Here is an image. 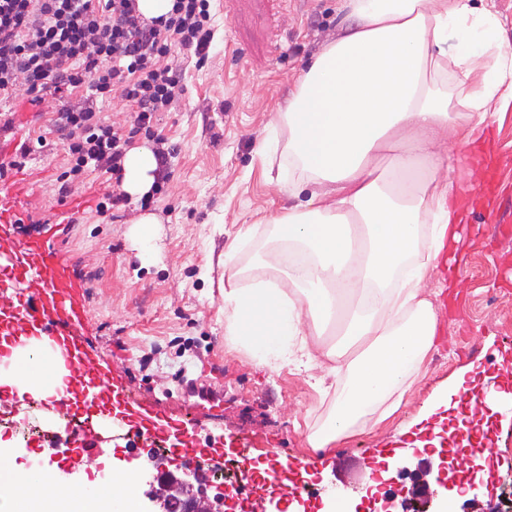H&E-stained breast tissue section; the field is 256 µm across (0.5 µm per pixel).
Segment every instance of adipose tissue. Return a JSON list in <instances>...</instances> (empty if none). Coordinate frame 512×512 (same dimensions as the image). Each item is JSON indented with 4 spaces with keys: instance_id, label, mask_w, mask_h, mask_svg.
<instances>
[{
    "instance_id": "ef3b65f1",
    "label": "adipose tissue",
    "mask_w": 512,
    "mask_h": 512,
    "mask_svg": "<svg viewBox=\"0 0 512 512\" xmlns=\"http://www.w3.org/2000/svg\"><path fill=\"white\" fill-rule=\"evenodd\" d=\"M330 39L300 71L284 110L256 147L265 174L293 198L238 246L265 241L257 261L284 268L224 288V338L270 366L310 372L333 361L327 418L308 435L322 450L396 412L435 346L423 282L461 241L467 199L457 156L512 106V52L494 0H338ZM150 149H130L124 191L153 183ZM325 329L335 341L311 342ZM0 486V512H132L136 484L58 488L42 471Z\"/></svg>"
}]
</instances>
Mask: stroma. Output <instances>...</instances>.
<instances>
[{"label":"stroma","instance_id":"obj_1","mask_svg":"<svg viewBox=\"0 0 512 512\" xmlns=\"http://www.w3.org/2000/svg\"><path fill=\"white\" fill-rule=\"evenodd\" d=\"M336 24V0H213L209 61L201 66L182 58L183 92L174 110L160 115L157 129L176 147L173 180L169 193L149 206L127 203L109 224L89 216L112 191L100 171L59 201L55 184L66 159L60 145L32 153L24 172L6 177L23 201L22 224L52 225L54 245L74 273H97L86 303L96 357L122 368L130 386L162 411L200 416L199 437L207 442L259 431L307 455V437L332 405L337 379L327 359L306 375L289 365L258 364L225 341L224 283L231 271L222 259L241 224L291 204L263 177L255 149L285 107L303 63L334 37ZM14 108L13 131L0 134V163L12 160L20 143L50 136L58 102L49 97L34 108L20 98ZM467 179L471 205L460 247L468 264L457 271L455 295L440 293L438 276L424 284L438 336L421 375L394 415L324 449V456L363 451L374 469L385 459L386 443L432 441L428 419L456 378L489 379L512 353V108L490 120ZM146 212L157 219L147 247L135 223ZM206 267L212 273L204 280L199 273ZM146 353L154 362L143 371L138 361ZM181 374L223 389L221 406L186 396L177 382ZM314 376L323 379V390L312 386ZM500 396L502 405L487 409L484 421L493 432L501 486L512 489V386L502 387ZM36 408L29 397L0 404V448L27 465L41 457L40 442L21 444L15 428ZM77 460L69 451L60 456V482L96 481L98 473L125 465L127 455L117 442L100 451L94 466Z\"/></svg>","mask_w":512,"mask_h":512}]
</instances>
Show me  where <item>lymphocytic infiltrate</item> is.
Listing matches in <instances>:
<instances>
[{
  "instance_id": "f902f5d3",
  "label": "lymphocytic infiltrate",
  "mask_w": 512,
  "mask_h": 512,
  "mask_svg": "<svg viewBox=\"0 0 512 512\" xmlns=\"http://www.w3.org/2000/svg\"><path fill=\"white\" fill-rule=\"evenodd\" d=\"M211 2L173 0L168 15L147 18L137 0H0V101L22 85L30 105L49 93L64 102L52 121L67 147L60 198L92 168L121 183L140 135L154 144L153 192H168L173 149L155 123L181 92L177 54L209 58ZM100 98L130 111L129 125L107 123L94 106Z\"/></svg>"
}]
</instances>
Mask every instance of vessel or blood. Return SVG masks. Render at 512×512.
Masks as SVG:
<instances>
[{
  "instance_id": "obj_1",
  "label": "vessel or blood",
  "mask_w": 512,
  "mask_h": 512,
  "mask_svg": "<svg viewBox=\"0 0 512 512\" xmlns=\"http://www.w3.org/2000/svg\"><path fill=\"white\" fill-rule=\"evenodd\" d=\"M21 202L9 184L0 185V367L15 363L21 349L41 352L45 375L28 379L22 393L45 395V408L53 427L45 435L47 447L92 452L117 440L130 448L167 445L171 458L188 460L201 474H208L215 457L234 466L242 475L255 468L267 472L266 487L256 491L253 512H266L268 501L289 507L308 498L313 489L301 482V473H313L318 458L293 455L260 434L230 438L220 447L197 443L194 418L173 420L144 405L127 387L117 369L103 367L93 357L85 339L87 311L84 287L69 265L52 250L49 230L33 234L20 224ZM495 388H470L453 427L467 436L462 454L475 460L489 453L485 437H473L477 414L495 401ZM331 485L336 499L351 487L375 481L359 460L332 462ZM394 493H410L417 505L447 496L443 482L434 480L430 465H423L411 487L394 486Z\"/></svg>"
}]
</instances>
